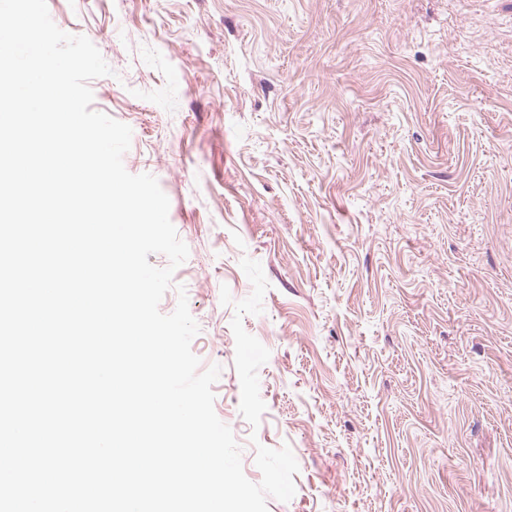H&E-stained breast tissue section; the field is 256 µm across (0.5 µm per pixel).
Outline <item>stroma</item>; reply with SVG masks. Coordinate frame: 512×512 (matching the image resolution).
Here are the masks:
<instances>
[{
  "label": "stroma",
  "instance_id": "1",
  "mask_svg": "<svg viewBox=\"0 0 512 512\" xmlns=\"http://www.w3.org/2000/svg\"><path fill=\"white\" fill-rule=\"evenodd\" d=\"M189 249L217 417L268 512H512V0H47ZM270 352L239 411L232 305Z\"/></svg>",
  "mask_w": 512,
  "mask_h": 512
}]
</instances>
